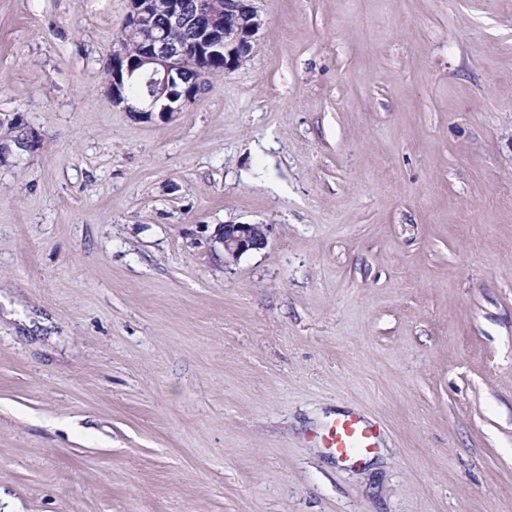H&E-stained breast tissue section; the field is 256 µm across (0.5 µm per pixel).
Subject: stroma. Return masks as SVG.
<instances>
[{"label":"stroma","mask_w":512,"mask_h":512,"mask_svg":"<svg viewBox=\"0 0 512 512\" xmlns=\"http://www.w3.org/2000/svg\"><path fill=\"white\" fill-rule=\"evenodd\" d=\"M255 5L166 121L129 0H0V512H512V0ZM264 224H224L216 232V240L223 246L224 261H237L243 254L264 249L268 244ZM328 448L343 462H364L377 448L380 431L354 412L340 414L325 431Z\"/></svg>","instance_id":"obj_1"}]
</instances>
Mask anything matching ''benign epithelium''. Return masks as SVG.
<instances>
[{"mask_svg": "<svg viewBox=\"0 0 512 512\" xmlns=\"http://www.w3.org/2000/svg\"><path fill=\"white\" fill-rule=\"evenodd\" d=\"M214 0H165V17L157 21L154 0H130L126 26L127 39L136 48V56L124 70L112 67V103L140 117L153 113L165 120L174 118L199 92L205 68L195 67L197 75H183L189 56L202 61L228 55L233 66L247 60L254 51L262 19L252 0H225L213 8ZM193 26L189 42L175 41L171 32ZM216 240L223 246L224 263L237 261L243 254L268 244L264 224H225L218 228Z\"/></svg>", "mask_w": 512, "mask_h": 512, "instance_id": "7a95c632", "label": "benign epithelium"}]
</instances>
